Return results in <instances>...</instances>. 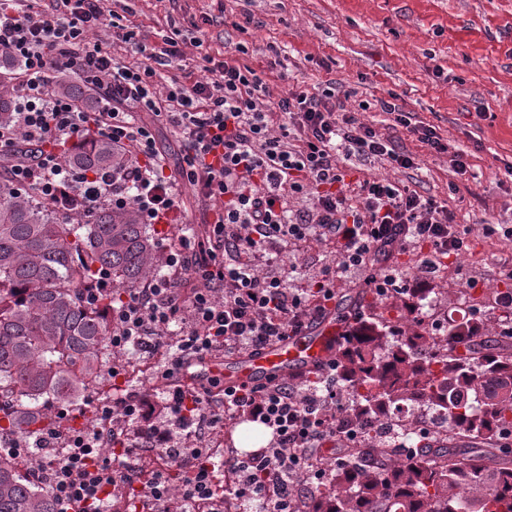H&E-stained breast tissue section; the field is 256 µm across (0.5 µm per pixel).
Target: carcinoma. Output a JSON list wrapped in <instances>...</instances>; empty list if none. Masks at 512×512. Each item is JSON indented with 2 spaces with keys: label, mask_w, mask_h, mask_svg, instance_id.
<instances>
[{
  "label": "carcinoma",
  "mask_w": 512,
  "mask_h": 512,
  "mask_svg": "<svg viewBox=\"0 0 512 512\" xmlns=\"http://www.w3.org/2000/svg\"><path fill=\"white\" fill-rule=\"evenodd\" d=\"M69 166L118 167L124 153L98 136L71 151ZM136 211L97 208L84 223L60 224L33 191L0 177V435L31 438L54 423L55 405L76 404L108 380L107 310L161 270ZM112 291L85 300L95 272ZM482 319L451 321L446 355H431V331L404 334L361 322L344 337L337 380L367 415L423 399L440 403L448 443L428 444L394 467L364 455L326 475L307 512H512V356L482 342ZM27 463L0 455V512H59Z\"/></svg>",
  "instance_id": "obj_1"
}]
</instances>
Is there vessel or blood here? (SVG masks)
Returning <instances> with one entry per match:
<instances>
[{
  "instance_id": "b4317fda",
  "label": "vessel or blood",
  "mask_w": 512,
  "mask_h": 512,
  "mask_svg": "<svg viewBox=\"0 0 512 512\" xmlns=\"http://www.w3.org/2000/svg\"><path fill=\"white\" fill-rule=\"evenodd\" d=\"M340 333L336 315L330 312L304 333L288 337L261 354L247 353L226 362H215L207 365L206 371L228 387L250 386L271 378L313 371L334 355Z\"/></svg>"
}]
</instances>
